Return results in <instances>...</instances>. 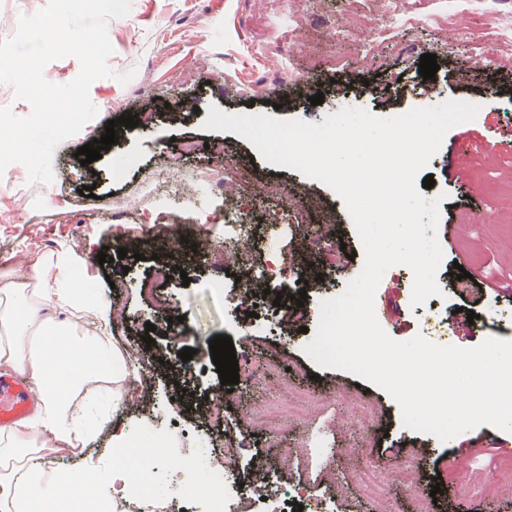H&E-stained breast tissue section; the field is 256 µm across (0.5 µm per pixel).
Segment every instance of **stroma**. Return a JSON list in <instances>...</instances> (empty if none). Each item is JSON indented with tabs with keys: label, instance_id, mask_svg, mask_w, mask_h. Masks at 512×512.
Instances as JSON below:
<instances>
[{
	"label": "stroma",
	"instance_id": "1",
	"mask_svg": "<svg viewBox=\"0 0 512 512\" xmlns=\"http://www.w3.org/2000/svg\"><path fill=\"white\" fill-rule=\"evenodd\" d=\"M131 0L128 16L111 21L114 53L111 76L96 80L90 98L99 110L53 157L54 181L28 185L23 166L10 165L0 182V271L24 265L35 254L70 252L84 264L81 285L122 313L112 315L117 343L139 350L138 373L126 385L132 398L115 424L128 428L135 456L144 442L168 437L152 448L138 479L147 481L156 512H218L220 505L200 495L180 460H190L200 476L211 473L225 449L240 448L237 479L262 472L266 500L291 487L329 499L330 512H512V432L489 425L450 442L404 426L398 405L382 389L337 369H321L303 348L316 330L322 301L341 294L362 270V245L342 199L320 182L262 159L254 146L232 132L207 131L201 124L209 106L228 114L262 112L278 119L322 123L337 113L342 95L350 104L383 117L450 100L479 104L474 120L453 126L426 167L433 188L426 198L444 197L437 239L443 260L436 279L442 291L412 305L414 274L389 268L384 277L395 290L378 286L376 303H391L394 317L382 320L394 339L421 335L441 345L472 348L487 337L512 340V292L479 293L481 282H512V37L495 28L490 13L512 17V0ZM436 55L434 79L418 73L423 54ZM135 71L120 84L117 74ZM323 94L322 104L309 98ZM153 112L154 124L118 126V144L91 166L81 165L79 147L100 138L109 120ZM487 140L488 148L462 157L459 172L448 153L463 135ZM220 142L233 161L232 174L217 179L219 161L207 153L181 160L176 177L160 178L181 141ZM280 182L287 198L264 197L267 181ZM240 193L241 208L225 214V185ZM94 186V197L81 196ZM304 203L307 222L286 213L287 201ZM177 223L200 229L196 252L183 270H172L156 296L142 281L153 260L119 257L133 238L163 234ZM250 233L246 253L250 273L242 279L210 263L208 253L226 238ZM107 251L110 261L99 264ZM317 261L320 281L306 267ZM463 265L475 281L462 287L453 277ZM306 289L298 325L280 320L274 295ZM257 302L255 316L237 308L238 297ZM472 308L476 320L466 338L452 336L449 316ZM156 327L153 345L143 336ZM231 337L237 354L258 365L240 375L225 394L224 425L212 428L208 399L221 389L209 342ZM195 354L182 361L181 350ZM193 394L183 408V389ZM308 395L304 416L288 426L265 418L268 404L294 391ZM112 428L97 430L78 455L39 457L48 470L96 469L103 486L112 484ZM463 445L473 456L466 470L443 463ZM336 473L343 486L327 485ZM439 492H432V485ZM497 493L495 499L483 489Z\"/></svg>",
	"mask_w": 512,
	"mask_h": 512
}]
</instances>
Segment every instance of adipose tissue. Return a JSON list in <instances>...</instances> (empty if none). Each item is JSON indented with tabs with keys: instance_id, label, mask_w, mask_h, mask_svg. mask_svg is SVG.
I'll use <instances>...</instances> for the list:
<instances>
[{
	"instance_id": "ef3b65f1",
	"label": "adipose tissue",
	"mask_w": 512,
	"mask_h": 512,
	"mask_svg": "<svg viewBox=\"0 0 512 512\" xmlns=\"http://www.w3.org/2000/svg\"><path fill=\"white\" fill-rule=\"evenodd\" d=\"M70 254L30 258L26 268L0 273V367L24 375L39 413L0 428V512H80L88 502L111 501L126 512L121 496L104 498L92 476L74 479L33 465L39 452L76 453L104 420L120 409L132 372L133 353L114 345L104 304L72 286ZM29 297L24 312L12 300Z\"/></svg>"
}]
</instances>
